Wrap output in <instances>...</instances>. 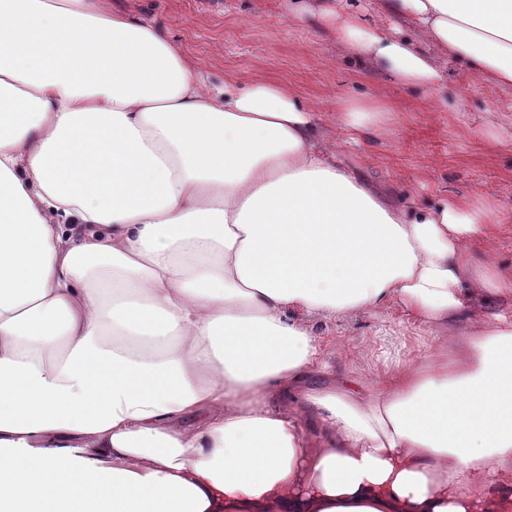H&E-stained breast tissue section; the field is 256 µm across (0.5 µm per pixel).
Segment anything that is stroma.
I'll return each instance as SVG.
<instances>
[{
	"mask_svg": "<svg viewBox=\"0 0 512 512\" xmlns=\"http://www.w3.org/2000/svg\"><path fill=\"white\" fill-rule=\"evenodd\" d=\"M113 9L151 23L197 65L206 86L225 78L288 82L315 112L313 142L409 209L434 210L448 198L493 200L512 215V89H493L440 58L436 91L393 82L348 50L335 33L285 21L288 0H111ZM386 96L388 131L357 145L336 136L337 96ZM326 374L311 389L348 379L374 383L381 357L414 343L419 327L390 305L351 321H318Z\"/></svg>",
	"mask_w": 512,
	"mask_h": 512,
	"instance_id": "obj_1",
	"label": "stroma"
}]
</instances>
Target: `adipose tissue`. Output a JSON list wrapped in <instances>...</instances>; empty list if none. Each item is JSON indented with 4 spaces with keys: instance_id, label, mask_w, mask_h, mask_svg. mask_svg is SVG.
<instances>
[{
    "instance_id": "1",
    "label": "adipose tissue",
    "mask_w": 512,
    "mask_h": 512,
    "mask_svg": "<svg viewBox=\"0 0 512 512\" xmlns=\"http://www.w3.org/2000/svg\"><path fill=\"white\" fill-rule=\"evenodd\" d=\"M286 18L404 85L436 90L439 52L512 88V0ZM391 117L336 99L356 143ZM313 124L285 82L205 87L109 0H0V512H512V312L485 306L512 272L470 249L502 215L409 211ZM390 302L433 347L307 389L312 321Z\"/></svg>"
}]
</instances>
